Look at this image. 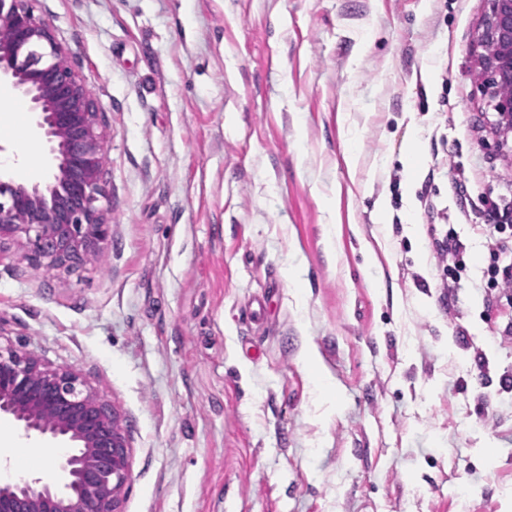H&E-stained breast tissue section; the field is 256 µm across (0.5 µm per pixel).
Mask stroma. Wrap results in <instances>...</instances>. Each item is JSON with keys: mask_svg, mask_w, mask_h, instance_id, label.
Masks as SVG:
<instances>
[{"mask_svg": "<svg viewBox=\"0 0 512 512\" xmlns=\"http://www.w3.org/2000/svg\"><path fill=\"white\" fill-rule=\"evenodd\" d=\"M33 8L98 106L112 243L67 272L0 241V334L120 413L123 512H512V291L487 285L512 256L475 231L512 225V134L474 67L486 0ZM20 99L0 85V157L42 183ZM451 232L456 268L432 247ZM0 429L43 476L55 443Z\"/></svg>", "mask_w": 512, "mask_h": 512, "instance_id": "1", "label": "stroma"}]
</instances>
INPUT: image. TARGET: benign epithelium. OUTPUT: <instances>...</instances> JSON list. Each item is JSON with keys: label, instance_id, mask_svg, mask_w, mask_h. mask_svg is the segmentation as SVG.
Instances as JSON below:
<instances>
[{"label": "benign epithelium", "instance_id": "7a95c632", "mask_svg": "<svg viewBox=\"0 0 512 512\" xmlns=\"http://www.w3.org/2000/svg\"><path fill=\"white\" fill-rule=\"evenodd\" d=\"M31 0H0V83L30 102L34 125L54 160L45 183L0 173V240L24 235L49 270L72 269L109 246L104 197L106 133L94 100ZM475 65L482 92L512 132V0H487ZM61 445L56 484L20 477L0 482V512H122L130 445L120 414L75 371L0 344V418Z\"/></svg>", "mask_w": 512, "mask_h": 512}]
</instances>
